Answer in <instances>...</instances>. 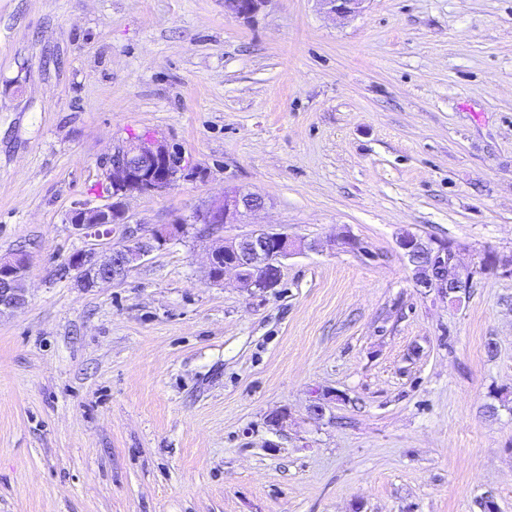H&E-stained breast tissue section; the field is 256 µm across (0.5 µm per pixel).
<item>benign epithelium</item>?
I'll return each instance as SVG.
<instances>
[{
  "label": "benign epithelium",
  "instance_id": "1",
  "mask_svg": "<svg viewBox=\"0 0 512 512\" xmlns=\"http://www.w3.org/2000/svg\"><path fill=\"white\" fill-rule=\"evenodd\" d=\"M270 0H224V14L252 18L261 13ZM329 14L345 18L359 12L365 0H318ZM181 170L172 168L168 150L158 142H128L112 153L108 179L112 201L97 207L79 208L71 221L89 236L92 225L124 226L122 242L102 252L94 249L74 255L68 270L81 269L85 276L79 283L96 286L123 280L136 266L146 261L179 231L176 224L158 225L143 234L129 227L125 201L134 195L161 194L179 178ZM265 206L264 198L238 188L227 189L219 202L198 213L197 222L209 233L225 224H238L243 217ZM416 284L436 290L450 301H461L472 288L475 270L461 263L460 247L448 251V242L423 238L407 232L398 240ZM312 248L284 233L256 228L230 241L219 239L208 256V276L214 282L224 280V273L235 272L240 286L256 290L274 288L281 278L282 261ZM224 257L223 272H216L219 257ZM29 259L24 254L0 258V315L22 307L26 302Z\"/></svg>",
  "mask_w": 512,
  "mask_h": 512
}]
</instances>
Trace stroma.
Here are the masks:
<instances>
[{"instance_id":"stroma-1","label":"stroma","mask_w":512,"mask_h":512,"mask_svg":"<svg viewBox=\"0 0 512 512\" xmlns=\"http://www.w3.org/2000/svg\"><path fill=\"white\" fill-rule=\"evenodd\" d=\"M132 139L195 174L129 224L181 230L80 287L69 257L123 229L70 213L110 202ZM228 188L264 209L203 232ZM258 227L310 248L270 290L210 282L216 237ZM407 231L512 253V0H0V257L29 258L0 316V512H512V273L448 303ZM270 0H224L225 15L252 18L261 13ZM317 2L327 13L345 18L358 13L365 0H318Z\"/></svg>"}]
</instances>
